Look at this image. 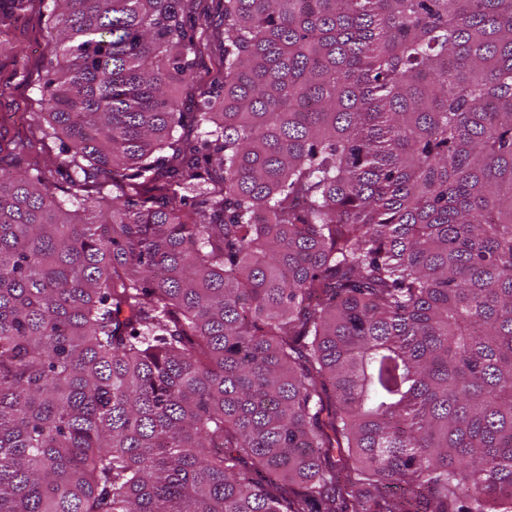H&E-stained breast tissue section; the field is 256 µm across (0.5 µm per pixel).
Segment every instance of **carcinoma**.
Returning a JSON list of instances; mask_svg holds the SVG:
<instances>
[{"mask_svg": "<svg viewBox=\"0 0 512 512\" xmlns=\"http://www.w3.org/2000/svg\"><path fill=\"white\" fill-rule=\"evenodd\" d=\"M35 1L0 512H512V0Z\"/></svg>", "mask_w": 512, "mask_h": 512, "instance_id": "cac0c4a2", "label": "carcinoma"}]
</instances>
